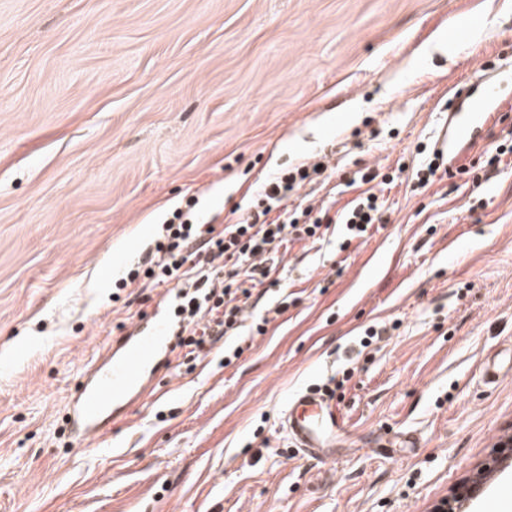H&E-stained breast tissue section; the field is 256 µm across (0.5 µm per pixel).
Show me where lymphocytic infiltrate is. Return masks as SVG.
I'll return each mask as SVG.
<instances>
[{"mask_svg": "<svg viewBox=\"0 0 512 512\" xmlns=\"http://www.w3.org/2000/svg\"><path fill=\"white\" fill-rule=\"evenodd\" d=\"M327 170L321 160L279 170L255 189L245 215L233 224H201L192 211L175 208L160 224L146 256L115 281V288L171 286L179 325L175 346L190 362L207 346L239 335L243 326L264 333L266 318L247 320L237 297L249 295L250 282L269 276L290 238L323 239L326 208L306 198L292 207L288 200L324 180ZM383 207L372 191L358 196L338 217L346 238L364 236L380 220Z\"/></svg>", "mask_w": 512, "mask_h": 512, "instance_id": "lymphocytic-infiltrate-1", "label": "lymphocytic infiltrate"}]
</instances>
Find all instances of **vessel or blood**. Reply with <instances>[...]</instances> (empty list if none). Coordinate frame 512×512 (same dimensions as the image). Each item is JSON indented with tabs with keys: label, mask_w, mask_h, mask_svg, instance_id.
I'll return each instance as SVG.
<instances>
[{
	"label": "vessel or blood",
	"mask_w": 512,
	"mask_h": 512,
	"mask_svg": "<svg viewBox=\"0 0 512 512\" xmlns=\"http://www.w3.org/2000/svg\"><path fill=\"white\" fill-rule=\"evenodd\" d=\"M497 76H487L481 92L462 89L448 109L439 145L449 156L467 147L475 130L485 126L497 104ZM175 329L162 308H155L103 353L91 359L84 381L71 403L70 425L79 441L90 440L147 388L159 365L172 351ZM288 432L296 448L323 457L336 453V434L343 423L335 404L317 391L300 392L285 412Z\"/></svg>",
	"instance_id": "1"
}]
</instances>
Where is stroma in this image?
<instances>
[{"label":"stroma","instance_id":"35a3bbf8","mask_svg":"<svg viewBox=\"0 0 512 512\" xmlns=\"http://www.w3.org/2000/svg\"><path fill=\"white\" fill-rule=\"evenodd\" d=\"M487 71L512 75V0H0V512H430L472 477L512 434V155L478 188L412 174ZM509 138L512 93L456 166ZM324 155L315 205L373 168L386 223L290 241L240 359L160 369L91 444L60 436L89 359L166 293L112 298L164 215L194 196L234 223ZM345 370L347 442L304 454L287 404Z\"/></svg>","mask_w":512,"mask_h":512}]
</instances>
